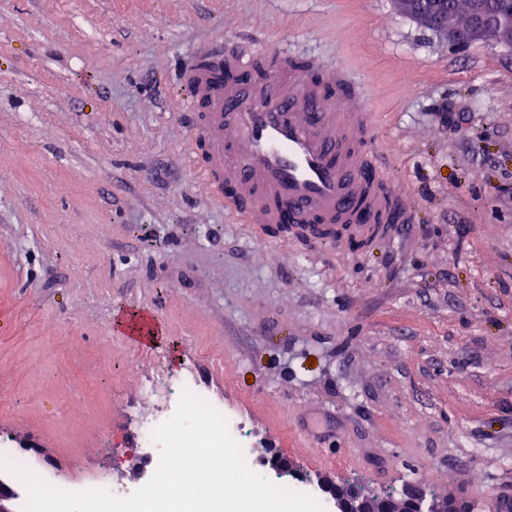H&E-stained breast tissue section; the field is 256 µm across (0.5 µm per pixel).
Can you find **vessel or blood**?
<instances>
[{"label":"vessel or blood","mask_w":512,"mask_h":512,"mask_svg":"<svg viewBox=\"0 0 512 512\" xmlns=\"http://www.w3.org/2000/svg\"><path fill=\"white\" fill-rule=\"evenodd\" d=\"M345 82L263 46L204 51L182 69L203 184L255 236L344 251L392 239L409 221L373 144L374 118ZM120 323L137 344L163 334L145 310L126 311Z\"/></svg>","instance_id":"vessel-or-blood-1"}]
</instances>
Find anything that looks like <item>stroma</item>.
I'll return each mask as SVG.
<instances>
[{
	"label": "stroma",
	"instance_id": "stroma-1",
	"mask_svg": "<svg viewBox=\"0 0 512 512\" xmlns=\"http://www.w3.org/2000/svg\"><path fill=\"white\" fill-rule=\"evenodd\" d=\"M264 38L366 97L409 235L260 240L205 191L181 69ZM187 366L315 490L512 493V49L397 0H0V435L137 484L144 383ZM119 324L130 341L147 345L163 335V328L155 316L145 310L131 309L120 318Z\"/></svg>",
	"mask_w": 512,
	"mask_h": 512
}]
</instances>
